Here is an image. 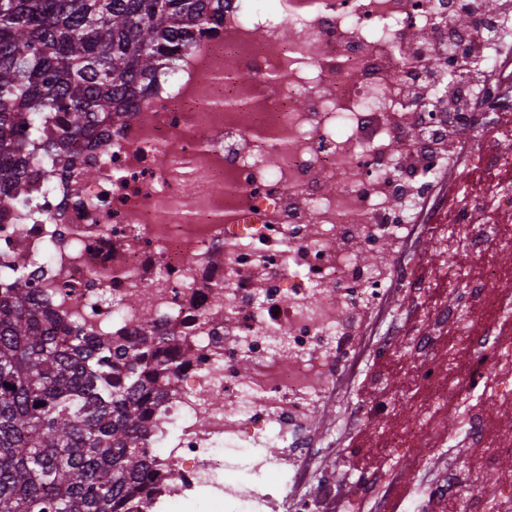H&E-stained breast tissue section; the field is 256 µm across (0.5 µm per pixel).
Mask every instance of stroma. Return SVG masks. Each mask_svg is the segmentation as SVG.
Segmentation results:
<instances>
[{
	"label": "stroma",
	"instance_id": "1",
	"mask_svg": "<svg viewBox=\"0 0 512 512\" xmlns=\"http://www.w3.org/2000/svg\"><path fill=\"white\" fill-rule=\"evenodd\" d=\"M512 146V137H503L498 124H490L486 133L478 134L456 150L454 165L439 190L443 199L455 200L458 187L480 195L512 185L505 173L492 164L496 152ZM482 162L476 174H468L465 165L471 155ZM407 246L417 249L421 257L415 268L422 279L445 286L458 282L460 274L479 280L487 264H494L502 282H512V254L479 255L464 249L455 250L451 259L441 260L425 234L423 224H415ZM450 275H443V268ZM430 304L427 295L391 294L368 325L363 348L356 365L336 382V400L317 418V429L333 431L335 448L322 460V471L336 477V495L327 504V512H412L419 486L440 479L448 469L461 464H483L480 449H470L461 456L459 449L448 448L432 468L416 465L415 454L397 447L400 429L421 412H434L438 426L454 419L453 409L437 405V387L419 386L417 367L421 355L414 338L427 328ZM388 400L387 409L365 415L353 422L348 414L355 405L375 397ZM371 465L373 484L359 493L355 481L357 466Z\"/></svg>",
	"mask_w": 512,
	"mask_h": 512
}]
</instances>
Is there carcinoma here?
I'll return each mask as SVG.
<instances>
[{"mask_svg":"<svg viewBox=\"0 0 512 512\" xmlns=\"http://www.w3.org/2000/svg\"><path fill=\"white\" fill-rule=\"evenodd\" d=\"M222 17L224 0H0V216L31 212L27 184L53 180L78 137L177 72L193 29ZM37 290L29 275L0 288V512L152 501L163 340L62 333Z\"/></svg>","mask_w":512,"mask_h":512,"instance_id":"cac0c4a2","label":"carcinoma"}]
</instances>
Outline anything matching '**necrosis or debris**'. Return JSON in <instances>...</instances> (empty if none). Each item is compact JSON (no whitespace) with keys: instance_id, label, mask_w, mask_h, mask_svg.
Instances as JSON below:
<instances>
[{"instance_id":"necrosis-or-debris-1","label":"necrosis or debris","mask_w":512,"mask_h":512,"mask_svg":"<svg viewBox=\"0 0 512 512\" xmlns=\"http://www.w3.org/2000/svg\"><path fill=\"white\" fill-rule=\"evenodd\" d=\"M469 0H224V22L187 44L182 66L117 121L73 143L74 163L32 180L35 216L0 225V282L38 272L61 328L165 337L173 361L147 445L167 512L208 500L223 512H321L329 489L289 501L324 448L307 429L357 355L361 317L392 289L416 291L397 250L448 168V72L466 49L484 67L486 31L456 25ZM287 83H280V74ZM479 110L512 112V73L483 83ZM95 175L85 178L81 165ZM463 194L449 241L508 253ZM222 295L214 305V295ZM512 306L495 266L469 296L449 289L429 320L466 324L463 299ZM495 325L449 354L439 399L460 413L400 433L423 460L465 437L488 462L512 458L476 408L512 391V349ZM452 512H497L482 473L449 470L429 492Z\"/></svg>"}]
</instances>
